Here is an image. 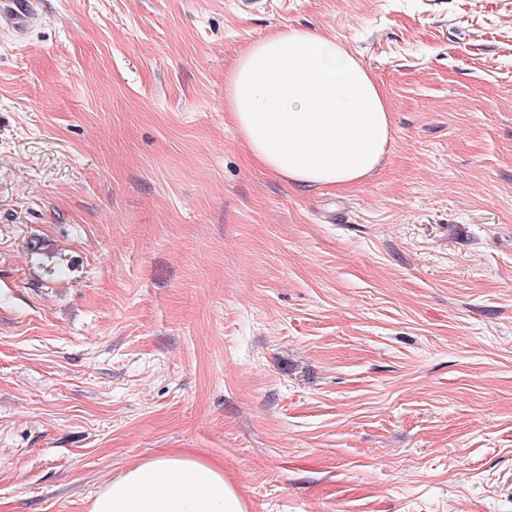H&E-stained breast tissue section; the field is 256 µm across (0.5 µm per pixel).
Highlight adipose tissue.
<instances>
[{"label":"adipose tissue","mask_w":512,"mask_h":512,"mask_svg":"<svg viewBox=\"0 0 512 512\" xmlns=\"http://www.w3.org/2000/svg\"><path fill=\"white\" fill-rule=\"evenodd\" d=\"M225 110L252 160L304 188H349L393 135L378 83L336 37L282 27L241 51ZM89 512H246L222 467L187 451L144 458L106 483Z\"/></svg>","instance_id":"obj_1"}]
</instances>
